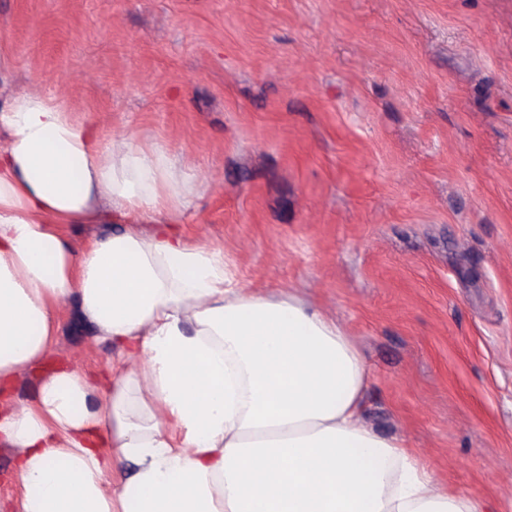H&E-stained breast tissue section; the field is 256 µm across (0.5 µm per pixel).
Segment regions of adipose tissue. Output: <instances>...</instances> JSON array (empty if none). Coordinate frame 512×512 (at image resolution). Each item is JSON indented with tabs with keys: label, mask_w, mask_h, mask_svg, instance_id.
<instances>
[{
	"label": "adipose tissue",
	"mask_w": 512,
	"mask_h": 512,
	"mask_svg": "<svg viewBox=\"0 0 512 512\" xmlns=\"http://www.w3.org/2000/svg\"><path fill=\"white\" fill-rule=\"evenodd\" d=\"M0 132V382L49 351L72 294L100 340L145 357L105 386L53 372L36 409L0 406L20 512H486L363 424L369 370L336 323L234 287L223 249L158 225L190 198L166 154L37 92L0 106ZM104 201L127 231L75 253L55 225Z\"/></svg>",
	"instance_id": "adipose-tissue-1"
}]
</instances>
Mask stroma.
I'll return each instance as SVG.
<instances>
[{"mask_svg":"<svg viewBox=\"0 0 512 512\" xmlns=\"http://www.w3.org/2000/svg\"><path fill=\"white\" fill-rule=\"evenodd\" d=\"M16 92L166 151L165 216L238 287L320 308L370 369L364 422L512 512V0H0ZM7 391L108 375L76 297ZM18 451L0 440V512Z\"/></svg>","mask_w":512,"mask_h":512,"instance_id":"stroma-1","label":"stroma"}]
</instances>
